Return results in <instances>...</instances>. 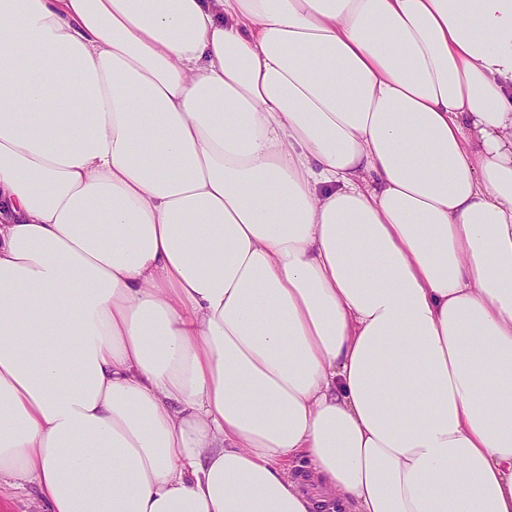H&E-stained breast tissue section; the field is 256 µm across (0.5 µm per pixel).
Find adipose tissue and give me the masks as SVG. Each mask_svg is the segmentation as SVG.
I'll return each mask as SVG.
<instances>
[{"mask_svg":"<svg viewBox=\"0 0 512 512\" xmlns=\"http://www.w3.org/2000/svg\"><path fill=\"white\" fill-rule=\"evenodd\" d=\"M1 483L512 512V0H0Z\"/></svg>","mask_w":512,"mask_h":512,"instance_id":"ef3b65f1","label":"adipose tissue"}]
</instances>
